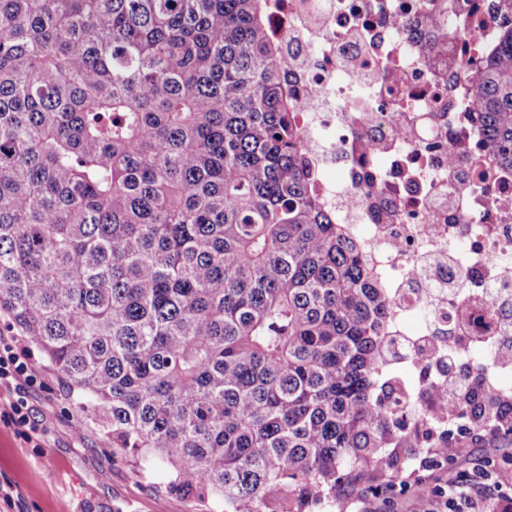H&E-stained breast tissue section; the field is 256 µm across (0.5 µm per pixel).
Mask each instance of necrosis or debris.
<instances>
[{
  "label": "necrosis or debris",
  "mask_w": 512,
  "mask_h": 512,
  "mask_svg": "<svg viewBox=\"0 0 512 512\" xmlns=\"http://www.w3.org/2000/svg\"><path fill=\"white\" fill-rule=\"evenodd\" d=\"M268 26L313 191L392 298L387 365L497 389L511 336L512 167L486 144L473 73L512 27L507 0H275ZM373 185L372 195L362 189Z\"/></svg>",
  "instance_id": "obj_1"
}]
</instances>
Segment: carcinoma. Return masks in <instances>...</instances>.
Listing matches in <instances>:
<instances>
[{"instance_id":"cac0c4a2","label":"carcinoma","mask_w":512,"mask_h":512,"mask_svg":"<svg viewBox=\"0 0 512 512\" xmlns=\"http://www.w3.org/2000/svg\"><path fill=\"white\" fill-rule=\"evenodd\" d=\"M267 0H0V313L120 456L224 512H312L512 436V389L402 424L391 298L309 189ZM512 167V32L481 65ZM432 458V455L427 454L426 451H424L423 454H417L414 457V460L410 461L409 465L405 466V474L404 477H407L412 471L413 474L410 476L407 480L411 484V490L416 489L419 487V485L416 484V479L418 476H425L429 474L433 475H440L442 471L439 469V466H426ZM422 461V464L420 465ZM428 465V464H427Z\"/></svg>"}]
</instances>
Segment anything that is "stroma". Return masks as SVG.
Here are the masks:
<instances>
[{
  "label": "stroma",
  "instance_id": "obj_1",
  "mask_svg": "<svg viewBox=\"0 0 512 512\" xmlns=\"http://www.w3.org/2000/svg\"><path fill=\"white\" fill-rule=\"evenodd\" d=\"M29 366V403L43 434L28 439L0 414V483L10 495L0 512H223L222 503L168 492L161 467L114 457L38 349Z\"/></svg>",
  "mask_w": 512,
  "mask_h": 512
}]
</instances>
